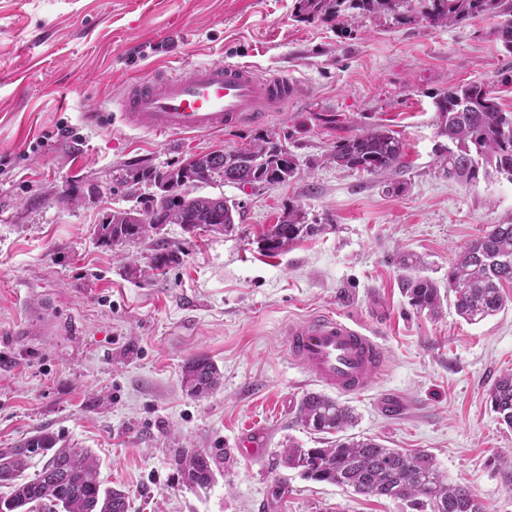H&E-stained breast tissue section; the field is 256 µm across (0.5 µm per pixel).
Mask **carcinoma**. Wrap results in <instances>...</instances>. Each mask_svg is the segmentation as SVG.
Returning <instances> with one entry per match:
<instances>
[{"label": "carcinoma", "mask_w": 512, "mask_h": 512, "mask_svg": "<svg viewBox=\"0 0 512 512\" xmlns=\"http://www.w3.org/2000/svg\"><path fill=\"white\" fill-rule=\"evenodd\" d=\"M413 0H296L302 21L338 22L342 18L393 19L399 24L422 21L432 28L449 27L478 17L504 16L499 37L512 51V4L506 0H423L414 13ZM437 133L448 139L440 155V171L450 180L475 183L495 172L512 181V111L498 102L493 83L472 82L453 86L436 101ZM403 144L384 126L368 128L344 139L327 154V161L368 175H379L401 166ZM298 174V164L281 141L265 134L249 147L215 151L165 171L140 170L129 175L134 185L149 183L169 187L159 201L149 200L145 210L174 216L172 223L185 230L235 228L237 205L222 196L196 195L190 199L179 188L197 187L219 176L228 184L244 187L284 184ZM155 230L151 219L135 224L126 210L106 214L96 226L97 240L108 247L141 242ZM321 231L306 224L300 210L291 208L282 220L260 237L262 249L275 255L289 245ZM179 262L166 245L154 244L149 265L129 262V274L161 276ZM409 271L402 290L417 311L439 312L444 297L437 284L411 275L419 261L412 255L400 258ZM512 284V224H492L484 234L464 246L448 269V291L454 293L459 317L477 324L496 315L505 305L504 283ZM221 373L209 358L198 356L184 366L182 384L188 392L206 394L218 387ZM492 410L512 428V371L495 379L489 389ZM297 420L316 433L336 434L328 448H304L290 442L283 449L284 467L299 471L306 479L326 482L357 494L384 497L407 504L414 512H486L485 505L464 485H451L433 457L387 448L368 437H344L356 421L353 410L326 394L308 392L297 405ZM37 456L48 457L34 478L25 476ZM175 461L183 479L200 488L211 484L217 458L203 450H177ZM0 512H128L126 494L101 488L97 463L83 448L58 445L51 432L41 430L13 448H0Z\"/></svg>", "instance_id": "1"}]
</instances>
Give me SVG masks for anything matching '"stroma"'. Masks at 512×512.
<instances>
[{
    "instance_id": "1",
    "label": "stroma",
    "mask_w": 512,
    "mask_h": 512,
    "mask_svg": "<svg viewBox=\"0 0 512 512\" xmlns=\"http://www.w3.org/2000/svg\"><path fill=\"white\" fill-rule=\"evenodd\" d=\"M497 26L308 23L295 0H0V448L45 429L88 449L130 512H409L279 463L288 440L331 442L296 417L322 386L290 359L288 326L334 311L386 351L368 390L344 399L357 417L348 435L426 451L487 512H512V429L486 402L512 371V306L472 325L449 302L428 316L402 294L397 264L416 254L447 288L459 248L512 223L511 181L465 185L438 169L436 95L490 81L512 108V52ZM201 62L288 72L295 95L267 121L221 132L157 138L115 122L126 84ZM373 125L402 141L399 168L372 176L326 162L336 141ZM266 131L297 177L200 187L238 203V231L161 226L180 261L158 278L126 271L131 254L148 264L151 241H97L102 218L135 203L132 169H170ZM68 186L77 204L60 200ZM292 206L321 232L263 253L258 236ZM197 355L222 373L199 396L181 382ZM254 431L259 454H242ZM180 448L220 457L209 487L184 483Z\"/></svg>"
}]
</instances>
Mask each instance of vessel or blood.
Returning a JSON list of instances; mask_svg holds the SVG:
<instances>
[{"label": "vessel or blood", "instance_id": "b4317fda", "mask_svg": "<svg viewBox=\"0 0 512 512\" xmlns=\"http://www.w3.org/2000/svg\"><path fill=\"white\" fill-rule=\"evenodd\" d=\"M294 91L286 74L237 63H201L189 74L159 70L127 84L116 103L121 127L156 136L211 133L264 120ZM291 358L317 381L351 395L385 362L381 344L357 320L316 314L288 330Z\"/></svg>", "mask_w": 512, "mask_h": 512}]
</instances>
